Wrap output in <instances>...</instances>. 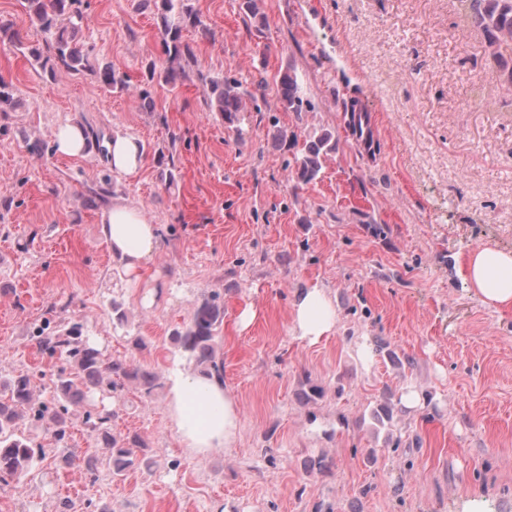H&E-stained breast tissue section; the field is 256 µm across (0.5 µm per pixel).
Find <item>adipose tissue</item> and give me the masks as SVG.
I'll return each mask as SVG.
<instances>
[{"label":"adipose tissue","instance_id":"obj_1","mask_svg":"<svg viewBox=\"0 0 512 512\" xmlns=\"http://www.w3.org/2000/svg\"><path fill=\"white\" fill-rule=\"evenodd\" d=\"M101 232L118 259L120 279L139 289L143 308L154 307L156 281L143 280L142 270L159 248L160 228L139 207L116 204L104 212ZM460 273L476 296L497 307H512V252L480 247L468 254ZM297 336L314 344L331 335L335 314L326 293L309 288L298 293L292 314ZM169 420L183 447L205 458L233 447L239 429L240 410L216 374L186 368L175 373L166 399Z\"/></svg>","mask_w":512,"mask_h":512}]
</instances>
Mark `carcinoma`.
<instances>
[{"mask_svg": "<svg viewBox=\"0 0 512 512\" xmlns=\"http://www.w3.org/2000/svg\"><path fill=\"white\" fill-rule=\"evenodd\" d=\"M79 0H27L41 31L46 35L48 55L37 48H30L34 61L46 66L52 64L65 72L76 71L87 61L75 34L84 21L76 8ZM471 24L482 30L487 39L486 63L496 67L492 74L505 76L512 83V0H458ZM165 11L161 38L167 59L162 66L164 81L172 86L187 76V67L193 59L190 48L181 42L183 27H204L202 20L189 10L185 0H162ZM108 89H124L126 81L112 66H104L98 75ZM212 109L224 117L230 128L237 127L246 100L254 95L242 88L236 80L210 79L207 83ZM304 92L297 75L288 71L276 83V105L288 112L303 111ZM342 121L345 130L360 155L368 158L375 153L372 114L357 100L343 103ZM273 135L291 139L299 150L288 162L299 184H309L319 176L328 156L336 151L335 134L330 130L287 134L276 127L277 116H269ZM224 307L213 294L194 310L188 326L174 331L170 339L175 349L196 368L214 371L224 376V360L219 357L214 343V329L220 322ZM35 341L41 353L50 357L61 354L76 370L73 377H61L56 385L52 402H38L34 398V382L28 373L11 378L7 384L8 395L0 399V478L19 479L25 475L35 458L34 449L19 430L24 421L41 427L46 438L54 445L67 443L63 411L67 405L78 404L86 390L97 389L116 393L127 382L139 384L150 394L159 386L158 373L140 368L124 359L104 362L100 350L83 336L82 329L72 327L63 333L39 332ZM116 413H86L84 424L89 435L101 441L102 451L112 464V477L118 479L141 465L145 460L144 448L137 437L115 433L111 421ZM333 461L322 454L308 459L307 469L324 476L333 474Z\"/></svg>", "mask_w": 512, "mask_h": 512, "instance_id": "carcinoma-1", "label": "carcinoma"}]
</instances>
